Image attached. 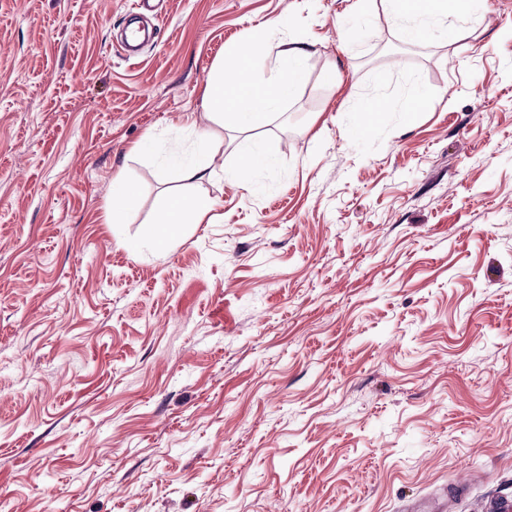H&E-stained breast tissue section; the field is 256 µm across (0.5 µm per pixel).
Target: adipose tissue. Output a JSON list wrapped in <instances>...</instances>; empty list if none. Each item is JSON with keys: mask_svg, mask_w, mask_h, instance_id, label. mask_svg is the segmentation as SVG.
Instances as JSON below:
<instances>
[{"mask_svg": "<svg viewBox=\"0 0 512 512\" xmlns=\"http://www.w3.org/2000/svg\"><path fill=\"white\" fill-rule=\"evenodd\" d=\"M387 4L394 18L401 22L407 40L417 41L425 33L424 20H443L452 11L462 16L470 15L475 0H387ZM266 55L267 41L260 33L253 35L247 45L231 50L214 66L202 97L206 121L196 128L201 147L210 145V122L229 120L245 129L259 126L284 100L292 97L305 80L307 52L303 48L281 45L275 66L270 70L263 65ZM228 67L247 71L246 82L225 83L224 70ZM211 208V203L205 201L177 195L171 197L157 217L158 242L177 235L180 225L201 223Z\"/></svg>", "mask_w": 512, "mask_h": 512, "instance_id": "ef3b65f1", "label": "adipose tissue"}]
</instances>
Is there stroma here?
I'll list each match as a JSON object with an SVG mask.
<instances>
[{
    "mask_svg": "<svg viewBox=\"0 0 512 512\" xmlns=\"http://www.w3.org/2000/svg\"><path fill=\"white\" fill-rule=\"evenodd\" d=\"M131 2L0 0V507L512 512V0L415 44L381 0H167L128 61ZM274 21L305 81L182 181ZM176 186L214 207L158 246ZM196 135L198 143L204 149L205 155H207V159H202L198 162L187 164L182 167V179L190 182L200 181L205 178L206 175H210L212 171L209 167L214 161V155L209 154V145L212 137L209 126L202 123L197 125Z\"/></svg>",
    "mask_w": 512,
    "mask_h": 512,
    "instance_id": "1",
    "label": "stroma"
}]
</instances>
